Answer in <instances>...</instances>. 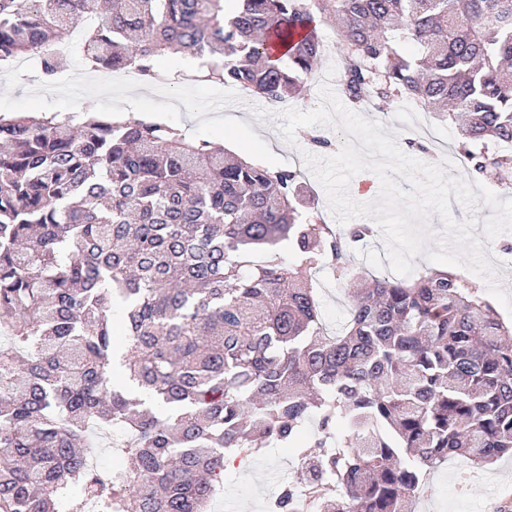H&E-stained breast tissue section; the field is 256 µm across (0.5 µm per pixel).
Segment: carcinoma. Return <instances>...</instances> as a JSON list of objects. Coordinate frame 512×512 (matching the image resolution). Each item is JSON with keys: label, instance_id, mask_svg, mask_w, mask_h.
I'll list each match as a JSON object with an SVG mask.
<instances>
[{"label": "carcinoma", "instance_id": "cac0c4a2", "mask_svg": "<svg viewBox=\"0 0 512 512\" xmlns=\"http://www.w3.org/2000/svg\"><path fill=\"white\" fill-rule=\"evenodd\" d=\"M86 18L91 71L177 50L272 105L334 18L352 106L433 109L463 173L512 189V0H0V69L54 77ZM308 193L157 120L0 116V512H208L228 457L294 446L312 417L321 512H414L438 465L512 454V324L456 272L357 276L349 244L375 227L342 238ZM326 267L362 280L334 336ZM117 354L141 395L113 384ZM114 430L129 466L104 474L94 436ZM268 512H299L295 485Z\"/></svg>", "mask_w": 512, "mask_h": 512}]
</instances>
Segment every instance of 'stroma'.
<instances>
[{
	"mask_svg": "<svg viewBox=\"0 0 512 512\" xmlns=\"http://www.w3.org/2000/svg\"><path fill=\"white\" fill-rule=\"evenodd\" d=\"M179 59V54L168 55L140 83L113 86L107 94L101 87L111 84L112 73L101 70L98 83L80 95L71 86L74 74L84 69L80 58H72L52 81L41 78L28 61L20 70L0 74V111H76L92 105L116 117L146 116L176 124L193 139L223 145L266 166L298 169L324 222L334 223L327 195L301 153L285 142L276 120L255 115L259 99L241 100L229 86L175 80ZM318 288L322 322L328 331H339L347 318V289L326 271L319 275ZM457 466V461L451 460L431 473L414 512H495L512 501L511 457L461 480L455 477ZM300 474L295 450L282 447L247 457L242 468L226 467L221 493L224 512H266L265 491L276 488L284 478L297 481Z\"/></svg>",
	"mask_w": 512,
	"mask_h": 512,
	"instance_id": "stroma-1",
	"label": "stroma"
}]
</instances>
